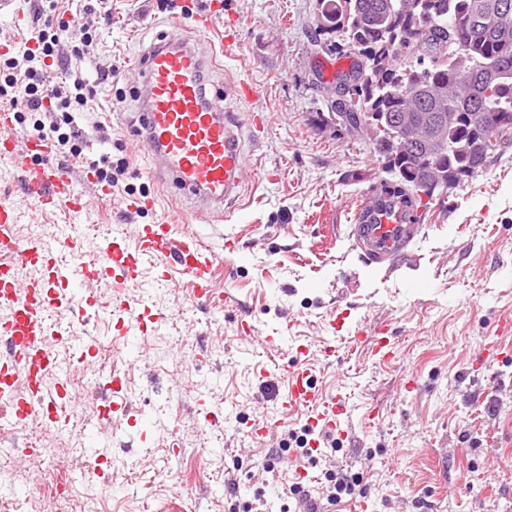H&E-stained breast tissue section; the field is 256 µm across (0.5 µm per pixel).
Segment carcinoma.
Returning a JSON list of instances; mask_svg holds the SVG:
<instances>
[{"instance_id":"1","label":"carcinoma","mask_w":512,"mask_h":512,"mask_svg":"<svg viewBox=\"0 0 512 512\" xmlns=\"http://www.w3.org/2000/svg\"><path fill=\"white\" fill-rule=\"evenodd\" d=\"M477 0H317V27L357 72L336 86L330 109L340 127L375 145L397 194L422 203L484 171L512 145V35L484 30ZM495 67L504 76L487 79ZM426 82L428 90L414 93ZM459 115L447 148L415 142L395 151L389 129L417 114Z\"/></svg>"}]
</instances>
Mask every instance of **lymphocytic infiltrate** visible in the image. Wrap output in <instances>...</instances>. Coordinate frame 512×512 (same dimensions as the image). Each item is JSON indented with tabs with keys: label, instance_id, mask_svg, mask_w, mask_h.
Listing matches in <instances>:
<instances>
[{
	"label": "lymphocytic infiltrate",
	"instance_id": "1",
	"mask_svg": "<svg viewBox=\"0 0 512 512\" xmlns=\"http://www.w3.org/2000/svg\"><path fill=\"white\" fill-rule=\"evenodd\" d=\"M59 0H39L37 14L40 22L31 32L32 46L24 48L21 56L0 55V103L15 112L16 120L29 126V135L50 141L56 153L82 158L85 142L76 128L75 116L84 111L93 93L91 80H111L113 67H97L95 78H88L82 70L61 73L53 85H46L45 75L50 60L56 59L61 39L71 41L74 49L92 43L97 34L85 23V13H73L71 19L59 18ZM360 481L359 475L324 472L320 497H313L301 483H292L291 495L301 503L302 512H321L322 506H336L343 496L351 494Z\"/></svg>",
	"mask_w": 512,
	"mask_h": 512
}]
</instances>
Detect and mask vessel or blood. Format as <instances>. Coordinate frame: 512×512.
Instances as JSON below:
<instances>
[{
    "label": "vessel or blood",
    "mask_w": 512,
    "mask_h": 512,
    "mask_svg": "<svg viewBox=\"0 0 512 512\" xmlns=\"http://www.w3.org/2000/svg\"><path fill=\"white\" fill-rule=\"evenodd\" d=\"M234 52L233 40L207 13L193 17L181 35H156L137 65L134 102L139 125L134 133L155 173L190 205L199 221L235 205L243 186L242 126L226 103L250 100L257 89L241 78L220 90L209 89L211 65L217 57H230ZM27 150L32 161L23 179L22 202H0V306L8 311L0 320V402L12 409L9 423H20L41 408L45 420L58 424L67 385L57 379L61 360L51 343L63 338L67 327L53 311L62 306L70 317H83L82 287L91 276H111L110 313L130 326L149 316L158 322L164 319L146 300H131L127 293L147 266L166 278L174 272L189 278L193 299L200 305H223L227 295L215 284L213 256L200 238L179 232L164 219L140 225L135 246L113 237L91 264L84 259L78 236L66 235L58 249L19 238L15 228L22 210L45 214L62 203L74 210L81 207L67 170L52 160L51 143L34 140ZM419 216L418 209L391 201L384 193L364 202L351 229L364 261L391 262L406 255L419 232ZM352 342L374 359L385 362L394 357L389 337L380 333L368 338L365 326L356 328ZM295 351V363L286 368L282 413L303 412L309 429L340 434L343 397L317 387L305 345H296ZM104 389L109 411L126 409L122 376L113 375Z\"/></svg>",
    "instance_id": "obj_1"
}]
</instances>
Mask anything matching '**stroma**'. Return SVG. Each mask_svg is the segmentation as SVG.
I'll return each instance as SVG.
<instances>
[{
  "instance_id": "stroma-1",
  "label": "stroma",
  "mask_w": 512,
  "mask_h": 512,
  "mask_svg": "<svg viewBox=\"0 0 512 512\" xmlns=\"http://www.w3.org/2000/svg\"><path fill=\"white\" fill-rule=\"evenodd\" d=\"M206 0H112V24L84 49L83 68L114 64L111 83L98 85L76 121L87 138L84 161L55 156L70 174L82 207L50 214L23 212L46 240L65 225H81V247L94 259L105 236L120 230L135 244L140 225L163 218L195 232L215 258L214 280L235 299L229 307L194 302L186 282L160 280L147 267L130 297L148 298L169 321L139 333L134 350L119 339L105 305L106 279L85 283L91 325L73 321L72 336L92 334L111 357L73 362L81 386L68 392L69 423L30 417L0 431V505L24 512L56 470L73 467L68 492L48 512H237L263 493L273 512L290 504L284 489L296 468L358 473L360 497L371 512H512V147L478 176L434 197L424 209L421 234L391 264L365 263L349 237L357 207L388 179L368 139L326 126L330 101L316 42V0H223L224 27L238 39L236 54L219 58L212 79H248L260 94L233 105L240 120L258 115L263 129L245 137L242 196L210 224L189 219L152 174L131 130L139 117L116 89L137 83L133 66L169 20L203 10ZM19 151L0 161V201L23 196L28 162L25 125L0 132ZM122 159L126 169L109 202L87 182L90 161ZM154 199L144 214L130 210L126 187ZM344 315L332 329L333 315ZM253 325L242 333L239 319ZM292 329L279 346L266 337L284 323ZM384 329L395 347L391 362L372 361L359 349L325 362L323 344L349 336L357 324ZM502 348L482 352L492 339ZM308 348L307 361L323 392H342L347 436L319 462L286 456L279 444L304 421L266 434L253 423L276 418L284 383L278 371ZM120 369L128 411L102 417V383ZM270 377H260V369ZM92 430L110 443L99 459L81 444ZM65 442L64 451L21 461L33 443Z\"/></svg>"
}]
</instances>
